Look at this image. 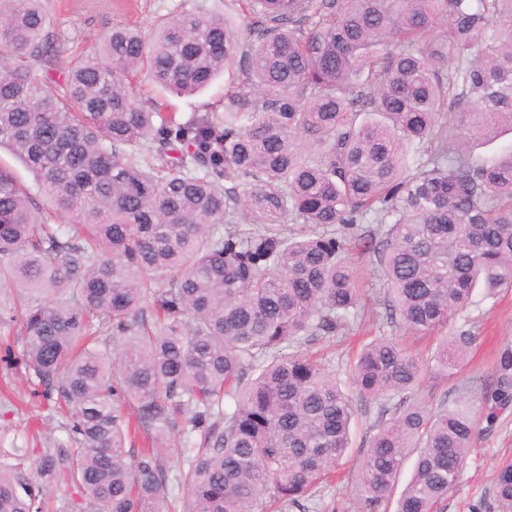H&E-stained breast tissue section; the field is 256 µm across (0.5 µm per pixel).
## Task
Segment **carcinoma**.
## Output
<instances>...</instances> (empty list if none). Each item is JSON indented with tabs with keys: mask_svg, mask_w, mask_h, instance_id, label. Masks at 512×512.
I'll list each match as a JSON object with an SVG mask.
<instances>
[{
	"mask_svg": "<svg viewBox=\"0 0 512 512\" xmlns=\"http://www.w3.org/2000/svg\"><path fill=\"white\" fill-rule=\"evenodd\" d=\"M242 12L119 26L75 53L43 0H0V148L51 204L0 162V331L21 337L33 397L67 432L0 464V512H53L61 485L58 512H166L180 486L183 512H306L346 464L351 387L376 408L351 473L364 512H438L459 480L470 400L418 403L427 365L391 336L365 342L339 381L304 347L357 316L354 248L378 261L386 324L435 338L446 373L476 340L442 335L474 290L512 288V148L471 151L512 132V0ZM233 68L224 112L188 119L135 84L146 72L187 94ZM290 221L304 236L285 235ZM511 406L507 344L480 418L491 428ZM136 429L152 444H127ZM495 496L512 512V462ZM0 157L3 163L13 169L19 181L29 194L34 197L42 207H49L50 202L47 197L43 195L35 174L27 169L18 159L14 158L7 148L1 149Z\"/></svg>",
	"mask_w": 512,
	"mask_h": 512,
	"instance_id": "carcinoma-1",
	"label": "carcinoma"
}]
</instances>
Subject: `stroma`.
I'll list each match as a JSON object with an SVG mask.
<instances>
[{
	"label": "stroma",
	"mask_w": 512,
	"mask_h": 512,
	"mask_svg": "<svg viewBox=\"0 0 512 512\" xmlns=\"http://www.w3.org/2000/svg\"><path fill=\"white\" fill-rule=\"evenodd\" d=\"M242 0H46L45 7L54 28L75 37L78 46L87 50L108 33L112 26L135 23L150 27L159 16L183 12L226 14L238 16ZM143 99L156 100L163 111L188 117L194 113L220 112L224 94L231 84L229 74H222L204 92L177 97L162 91L146 78H138ZM355 276L367 288V316L353 325L346 341L325 348V366L329 375L339 377L357 349L359 341L377 335L378 324L385 315L383 281L373 255H355ZM455 327L471 329L476 342L468 358L453 374H446L431 363L429 340L407 339L410 351L428 360L425 379L416 393L429 410H438L441 403L455 402L460 397L479 395L495 367L497 349L512 344V288L497 296L476 291L468 311L457 318ZM0 349V382L8 381L10 390L0 392V448H48L66 442L61 419L50 407L33 406L32 385L23 369L14 368L4 359ZM512 462V408L500 415L495 428L477 425L472 449L463 465L460 479L443 502L442 512H497L494 499V477L500 466Z\"/></svg>",
	"instance_id": "stroma-1"
}]
</instances>
